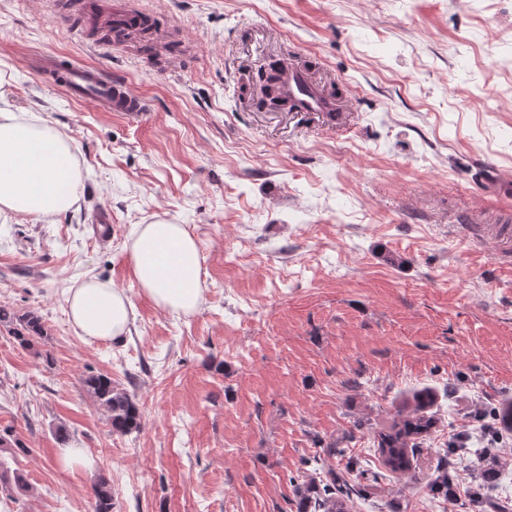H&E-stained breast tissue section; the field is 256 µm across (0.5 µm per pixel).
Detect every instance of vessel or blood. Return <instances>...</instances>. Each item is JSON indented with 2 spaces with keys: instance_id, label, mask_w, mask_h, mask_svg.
I'll return each instance as SVG.
<instances>
[{
  "instance_id": "b4317fda",
  "label": "vessel or blood",
  "mask_w": 512,
  "mask_h": 512,
  "mask_svg": "<svg viewBox=\"0 0 512 512\" xmlns=\"http://www.w3.org/2000/svg\"><path fill=\"white\" fill-rule=\"evenodd\" d=\"M139 14L136 0H125L120 11L88 13L84 15L83 22L91 28L109 30L124 27ZM32 66L46 77L51 86L65 91L80 102L107 112L119 113L126 118H137L144 113V100L126 82L113 78L111 72L105 68L52 53L35 57ZM286 90L290 99L302 111L322 112L327 108L326 101L299 69L288 68Z\"/></svg>"
}]
</instances>
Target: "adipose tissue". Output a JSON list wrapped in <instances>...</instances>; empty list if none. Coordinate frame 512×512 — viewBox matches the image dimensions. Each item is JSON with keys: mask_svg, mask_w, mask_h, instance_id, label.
<instances>
[{"mask_svg": "<svg viewBox=\"0 0 512 512\" xmlns=\"http://www.w3.org/2000/svg\"><path fill=\"white\" fill-rule=\"evenodd\" d=\"M82 189L72 140L45 119L0 107V217L56 216L79 202ZM127 251L144 298L177 315L201 309V251L186 225L160 220L139 225ZM65 303L86 339L111 342L129 331L134 303L111 282L86 278L69 289Z\"/></svg>", "mask_w": 512, "mask_h": 512, "instance_id": "adipose-tissue-1", "label": "adipose tissue"}]
</instances>
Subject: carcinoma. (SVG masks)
<instances>
[{"label":"carcinoma","instance_id":"cac0c4a2","mask_svg":"<svg viewBox=\"0 0 512 512\" xmlns=\"http://www.w3.org/2000/svg\"><path fill=\"white\" fill-rule=\"evenodd\" d=\"M0 322L13 326L14 338L24 347L32 346L34 336L43 332L38 316L27 314L15 317L4 308H0ZM87 391L107 412L112 431L128 434L141 426V412L134 396L118 387L108 375H92L85 380ZM431 395L419 392L412 401L405 403L393 418L391 424L374 436V447L385 468L398 476L410 474V453L419 447L420 440L427 436L437 425L438 419L430 412ZM498 425L512 428V402H503L488 408V418L484 426L496 428ZM0 450L11 451L12 456L28 453L26 445L14 437L10 429L0 432ZM325 482H316L315 478L298 481L289 478L293 485V502L296 512H351L353 499L364 496L365 486L351 483L336 473L329 472ZM457 479L454 450H448L444 465L437 468L429 483V491L434 495L448 496V486ZM27 484L20 470L8 475L0 462V490L8 499H14L13 493L26 490ZM94 512H113L112 491L105 478L101 477L94 485Z\"/></svg>","mask_w":512,"mask_h":512}]
</instances>
